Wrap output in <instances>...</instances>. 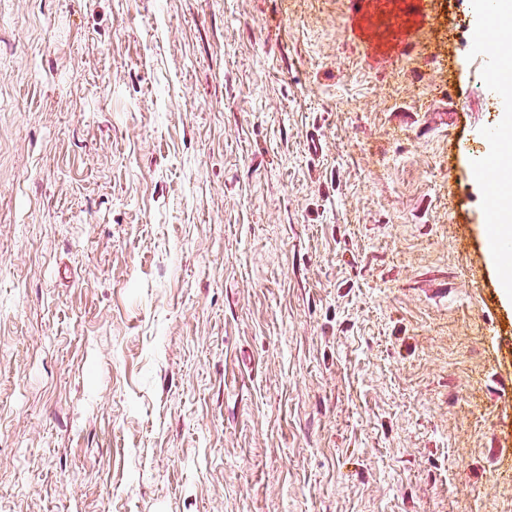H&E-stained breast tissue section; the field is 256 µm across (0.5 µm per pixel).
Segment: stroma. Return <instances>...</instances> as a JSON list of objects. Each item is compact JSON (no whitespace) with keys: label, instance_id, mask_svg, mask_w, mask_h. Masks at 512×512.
<instances>
[{"label":"stroma","instance_id":"1","mask_svg":"<svg viewBox=\"0 0 512 512\" xmlns=\"http://www.w3.org/2000/svg\"><path fill=\"white\" fill-rule=\"evenodd\" d=\"M0 0V512H512L474 0ZM385 2V0H352V23L358 27L361 36L370 44L372 49L379 54L388 53L390 46L373 28L371 16Z\"/></svg>","mask_w":512,"mask_h":512}]
</instances>
